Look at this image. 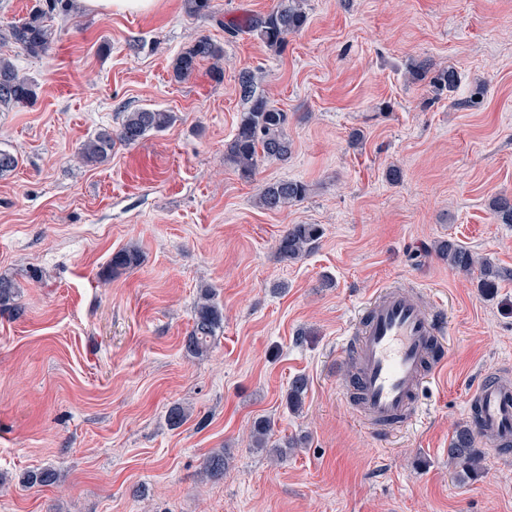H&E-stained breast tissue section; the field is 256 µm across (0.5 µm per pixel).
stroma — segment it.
I'll use <instances>...</instances> for the list:
<instances>
[{
    "instance_id": "obj_1",
    "label": "stroma",
    "mask_w": 512,
    "mask_h": 512,
    "mask_svg": "<svg viewBox=\"0 0 512 512\" xmlns=\"http://www.w3.org/2000/svg\"><path fill=\"white\" fill-rule=\"evenodd\" d=\"M276 3L212 0L191 16L183 0L122 14L71 2L45 54L11 50L38 98L0 110V148L19 159L0 178V276L20 287L0 312V512H512V460L482 439L478 476L448 457L474 383L512 382V280L481 295L433 251L453 240L512 269V226L488 208L512 195V0H305L308 23L278 54L228 31ZM200 36L223 48L222 77L204 60L174 81ZM421 62L456 69L454 91L412 80ZM245 70L291 117L290 157L250 181L224 163ZM476 92L479 108H459ZM142 108L175 121L104 163L78 160ZM278 179L307 197L261 209L260 186ZM291 224L323 230L294 262L276 254ZM132 247L140 265L109 276ZM385 286L441 309L448 346L418 420L377 433L347 391L344 334ZM205 288L224 327L197 357L184 338ZM176 404L190 416L173 428ZM260 416L297 447L252 448ZM223 448V478H204ZM47 467L59 484L22 485Z\"/></svg>"
}]
</instances>
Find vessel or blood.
Listing matches in <instances>:
<instances>
[{
  "instance_id": "b4317fda",
  "label": "vessel or blood",
  "mask_w": 512,
  "mask_h": 512,
  "mask_svg": "<svg viewBox=\"0 0 512 512\" xmlns=\"http://www.w3.org/2000/svg\"><path fill=\"white\" fill-rule=\"evenodd\" d=\"M368 318L350 331L360 380V412L367 423L414 416L413 403L427 378L432 346H445L446 330L436 310L391 286L367 304ZM479 408L476 429L494 450L512 445V385L479 381L470 395Z\"/></svg>"
}]
</instances>
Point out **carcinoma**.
<instances>
[{
    "mask_svg": "<svg viewBox=\"0 0 512 512\" xmlns=\"http://www.w3.org/2000/svg\"><path fill=\"white\" fill-rule=\"evenodd\" d=\"M57 3L58 0H49L47 9L38 8L27 17L9 24L5 31H0V40L10 42L31 57L44 54L53 38V27L47 23V14L54 11ZM307 22L304 0H277L275 7L268 13L252 17L243 25L233 23L229 28L233 32L245 28L271 51L280 53L287 44L288 36L303 30ZM221 58L220 46L205 36L198 37L174 59L172 79L182 82L196 71L200 61H218ZM411 77L418 81L428 80L432 92L437 96L454 90L458 83L457 72L450 66L434 71L430 65L420 63L411 69ZM239 85L250 106L248 111L242 113L233 137L224 145V162L237 169L241 177L250 179L256 173L259 160L288 159L291 153V142L287 134L288 113L271 106L265 97L255 95L254 75L251 72L245 70L240 73ZM37 97L38 85L20 74L12 61L1 55L0 107H24ZM173 121L172 113L157 109L143 108L127 112L118 130H100L81 145L79 154L87 164H100L112 154L115 142L136 145L148 133L163 130ZM308 191V185L298 180L268 182L260 188L257 203L266 211H280L303 201ZM489 207L499 223L512 224L511 197L496 196L491 199ZM321 236L322 230L317 224H290L277 242V254L285 261L299 260L312 250ZM435 253L455 270L476 275L477 287L483 292L493 291L499 281L512 274L487 258L478 259L470 249L450 240L436 245ZM140 261L141 255L137 250L122 249L112 255L110 271L117 274L138 266ZM18 294L19 287L13 280L0 277V308H10ZM223 325V308L214 301L211 289L202 290L194 306L191 330L185 339L187 351L198 357L206 355L217 331ZM308 385V379L302 375L293 378L288 388V407H302ZM271 432L270 419H255L251 425L253 447H268L279 456L283 455V449L294 447L288 440L270 444ZM477 439L475 422L470 420L457 428L450 448V456L456 468L469 476L476 473V463L481 460L480 450L476 448ZM228 466L224 451H213L203 462V474L208 479L219 480L224 477ZM22 480L30 486H51L59 481V474L51 468H44L24 473Z\"/></svg>",
    "mask_w": 512,
    "mask_h": 512,
    "instance_id": "obj_1",
    "label": "carcinoma"
}]
</instances>
